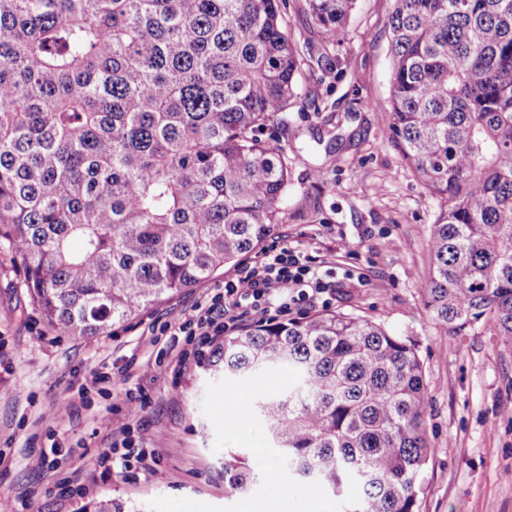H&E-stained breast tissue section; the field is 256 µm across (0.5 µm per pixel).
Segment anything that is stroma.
<instances>
[{
    "label": "stroma",
    "instance_id": "stroma-1",
    "mask_svg": "<svg viewBox=\"0 0 512 512\" xmlns=\"http://www.w3.org/2000/svg\"><path fill=\"white\" fill-rule=\"evenodd\" d=\"M392 0H357L339 45L322 49L306 0H286L302 51V93L288 112V216L271 234L317 238L330 265L363 280L336 282L330 308L361 315L416 346L429 384L433 455L420 512H512V344L475 327L440 331L420 292L437 200L404 162L377 104L389 96ZM318 222H309L312 203ZM234 266L104 336H60L9 261L0 262V502L25 512H82L109 499L125 512H308L311 495L279 472L241 491L224 485V451L251 448L264 430L254 400L295 384L290 371L225 380L211 366L223 336L174 347L171 332L223 294ZM144 404L138 417L128 397ZM143 448L142 469L101 477L98 458Z\"/></svg>",
    "mask_w": 512,
    "mask_h": 512
}]
</instances>
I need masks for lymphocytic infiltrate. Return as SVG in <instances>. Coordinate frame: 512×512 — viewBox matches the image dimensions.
Returning a JSON list of instances; mask_svg holds the SVG:
<instances>
[{
    "mask_svg": "<svg viewBox=\"0 0 512 512\" xmlns=\"http://www.w3.org/2000/svg\"><path fill=\"white\" fill-rule=\"evenodd\" d=\"M335 275V268L326 267L319 256L271 246L225 279L221 298L198 307L196 326L217 335L245 316L260 322L295 318L306 305L323 300Z\"/></svg>",
    "mask_w": 512,
    "mask_h": 512,
    "instance_id": "lymphocytic-infiltrate-1",
    "label": "lymphocytic infiltrate"
}]
</instances>
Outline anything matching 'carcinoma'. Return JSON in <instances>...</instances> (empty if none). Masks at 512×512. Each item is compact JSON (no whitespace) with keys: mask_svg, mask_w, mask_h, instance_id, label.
I'll use <instances>...</instances> for the list:
<instances>
[{"mask_svg":"<svg viewBox=\"0 0 512 512\" xmlns=\"http://www.w3.org/2000/svg\"><path fill=\"white\" fill-rule=\"evenodd\" d=\"M357 0H307L342 41ZM381 111L440 199L421 284L436 327L512 343V0H393ZM283 0H0V252L60 336H99L212 278L278 224L301 54ZM224 375L288 368L255 415L345 512H419L431 458L415 345L341 312L246 325ZM260 465L224 453V483Z\"/></svg>","mask_w":512,"mask_h":512,"instance_id":"obj_1","label":"carcinoma"}]
</instances>
